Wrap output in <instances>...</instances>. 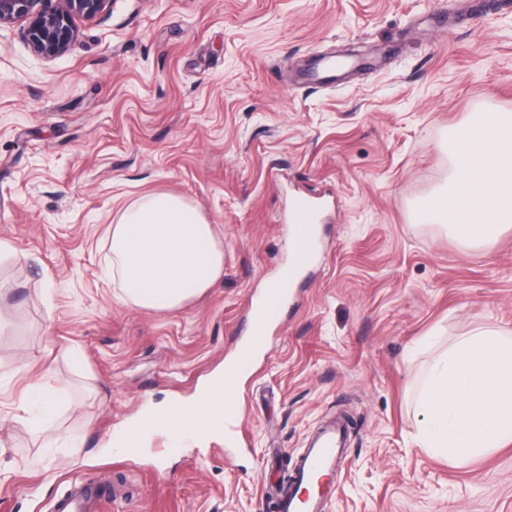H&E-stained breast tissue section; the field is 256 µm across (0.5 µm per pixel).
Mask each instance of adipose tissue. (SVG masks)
Here are the masks:
<instances>
[{"mask_svg": "<svg viewBox=\"0 0 512 512\" xmlns=\"http://www.w3.org/2000/svg\"><path fill=\"white\" fill-rule=\"evenodd\" d=\"M461 166L448 193L431 201L433 218L448 223L462 242L478 246L512 224V114L491 113L457 138ZM112 279L118 301L140 309L183 307L224 275V243L199 211L183 198L156 193L127 208L111 225ZM262 341L248 339L194 398L148 410L127 425L115 452L143 447L163 433L175 441L223 435L236 408L234 388Z\"/></svg>", "mask_w": 512, "mask_h": 512, "instance_id": "1", "label": "adipose tissue"}]
</instances>
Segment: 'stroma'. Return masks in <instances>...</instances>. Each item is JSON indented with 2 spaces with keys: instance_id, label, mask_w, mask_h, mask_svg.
<instances>
[{
  "instance_id": "obj_1",
  "label": "stroma",
  "mask_w": 512,
  "mask_h": 512,
  "mask_svg": "<svg viewBox=\"0 0 512 512\" xmlns=\"http://www.w3.org/2000/svg\"><path fill=\"white\" fill-rule=\"evenodd\" d=\"M471 3L108 0L52 59L0 27V512H52L86 481L107 512H275L270 487L337 414L350 443L327 512H512V443L452 461L416 438L448 345L512 338V228L469 248L424 216L454 132L512 114V7ZM319 56L353 66L301 84ZM158 192L224 243L222 280L171 311L117 302L103 275L110 225ZM306 196L325 206L322 246L236 391L247 442L157 434L109 453L248 337Z\"/></svg>"
}]
</instances>
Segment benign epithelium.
<instances>
[{
	"label": "benign epithelium",
	"mask_w": 512,
	"mask_h": 512,
	"mask_svg": "<svg viewBox=\"0 0 512 512\" xmlns=\"http://www.w3.org/2000/svg\"><path fill=\"white\" fill-rule=\"evenodd\" d=\"M107 0H0V27L24 24L22 34L37 55L53 58L66 53L78 38L75 19H93Z\"/></svg>",
	"instance_id": "benign-epithelium-1"
}]
</instances>
